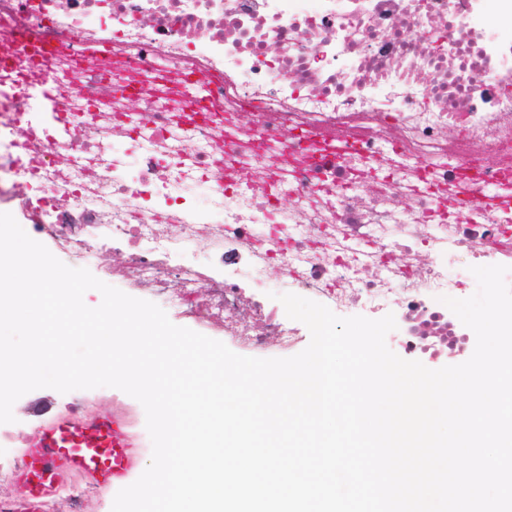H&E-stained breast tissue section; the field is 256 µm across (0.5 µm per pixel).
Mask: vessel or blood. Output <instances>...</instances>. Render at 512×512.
<instances>
[{"mask_svg":"<svg viewBox=\"0 0 512 512\" xmlns=\"http://www.w3.org/2000/svg\"><path fill=\"white\" fill-rule=\"evenodd\" d=\"M34 97L52 135L68 140L72 130L57 120L51 84L40 86ZM138 454L139 443L121 416L71 408L49 419L25 449L13 471L25 494L18 499H0V512H45L46 504L76 475L96 489L124 486Z\"/></svg>","mask_w":512,"mask_h":512,"instance_id":"obj_1","label":"vessel or blood"}]
</instances>
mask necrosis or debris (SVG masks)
Wrapping results in <instances>:
<instances>
[{"mask_svg":"<svg viewBox=\"0 0 512 512\" xmlns=\"http://www.w3.org/2000/svg\"><path fill=\"white\" fill-rule=\"evenodd\" d=\"M0 35V199L58 258L121 246L106 277L258 352L300 340L272 267L412 357L459 350L471 267L512 285V0H0ZM40 50L64 143L15 125Z\"/></svg>","mask_w":512,"mask_h":512,"instance_id":"necrosis-or-debris-1","label":"necrosis or debris"}]
</instances>
